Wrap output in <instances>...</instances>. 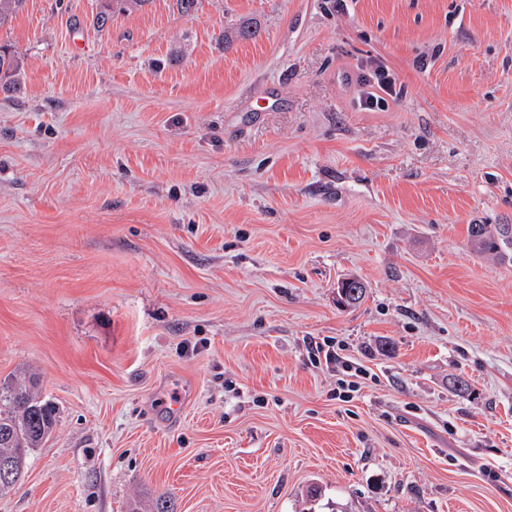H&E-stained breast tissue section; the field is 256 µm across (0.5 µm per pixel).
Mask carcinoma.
<instances>
[{"instance_id": "carcinoma-1", "label": "carcinoma", "mask_w": 512, "mask_h": 512, "mask_svg": "<svg viewBox=\"0 0 512 512\" xmlns=\"http://www.w3.org/2000/svg\"><path fill=\"white\" fill-rule=\"evenodd\" d=\"M151 0H102L96 23L103 28L116 13L143 9ZM25 0H0V28L7 26ZM21 61L16 49L0 43V90H22ZM467 225L470 248L480 254L506 256L512 252V224H483L482 232ZM57 424L54 404L41 396L31 376L0 381V493L11 490L21 477L28 457L52 434Z\"/></svg>"}]
</instances>
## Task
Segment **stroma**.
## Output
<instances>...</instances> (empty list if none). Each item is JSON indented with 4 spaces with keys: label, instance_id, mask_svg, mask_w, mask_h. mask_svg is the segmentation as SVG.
<instances>
[{
    "label": "stroma",
    "instance_id": "1",
    "mask_svg": "<svg viewBox=\"0 0 512 512\" xmlns=\"http://www.w3.org/2000/svg\"><path fill=\"white\" fill-rule=\"evenodd\" d=\"M100 3L0 29V380L59 409L0 512H512V0ZM102 9L96 17V23L104 28L116 13H126L143 9L151 0H103ZM21 61L16 49L8 43H0V90L19 93L22 90ZM359 85L362 88L359 95V105L364 109H373L383 98L379 93L391 95L394 92L395 82L389 71L382 66H375L368 73L359 76ZM480 226L482 232L476 234L474 228ZM467 240L470 248L480 254L506 256L512 252V224H471L467 227Z\"/></svg>",
    "mask_w": 512,
    "mask_h": 512
}]
</instances>
